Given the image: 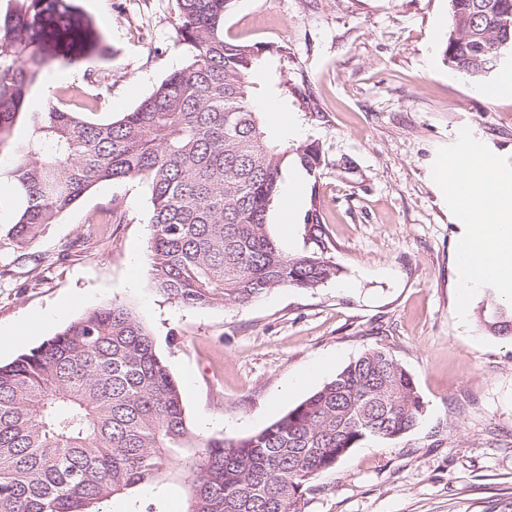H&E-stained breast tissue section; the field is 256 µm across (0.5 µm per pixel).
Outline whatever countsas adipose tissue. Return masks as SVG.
<instances>
[{
  "label": "adipose tissue",
  "mask_w": 512,
  "mask_h": 512,
  "mask_svg": "<svg viewBox=\"0 0 512 512\" xmlns=\"http://www.w3.org/2000/svg\"><path fill=\"white\" fill-rule=\"evenodd\" d=\"M442 184L452 185V195L467 212L472 233L464 247L469 263H457L462 291L489 280H512V194L496 188L494 163L485 153L465 155L442 168Z\"/></svg>",
  "instance_id": "1"
}]
</instances>
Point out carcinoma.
I'll list each match as a JSON object with an SVG mask.
<instances>
[{"mask_svg":"<svg viewBox=\"0 0 512 512\" xmlns=\"http://www.w3.org/2000/svg\"><path fill=\"white\" fill-rule=\"evenodd\" d=\"M236 0H176L185 64L117 120L75 112L59 87L37 109L42 72L100 54L103 33L75 0L0 5V169L24 198L7 234L17 258L93 186L139 180L150 191V283L172 302L246 305L282 287L313 289L340 276L318 209L305 216L311 251L290 255L268 230L288 164L310 173L319 142L275 143L253 97L264 90L303 116L311 95L290 84L287 48L224 37ZM444 61L483 82L508 68L512 0H450ZM508 47H503V43ZM78 94L98 102L93 73ZM23 139L13 137L17 124ZM480 322L512 340V304L490 290ZM413 375L382 346L368 349L279 419L245 438L202 437L153 338L127 306L84 313L0 364V512H88L155 483L176 462L191 480L187 512H303L307 484L363 441L394 442L423 420Z\"/></svg>","mask_w":512,"mask_h":512,"instance_id":"obj_1","label":"carcinoma"}]
</instances>
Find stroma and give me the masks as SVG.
I'll return each mask as SVG.
<instances>
[{
  "label": "stroma",
  "mask_w": 512,
  "mask_h": 512,
  "mask_svg": "<svg viewBox=\"0 0 512 512\" xmlns=\"http://www.w3.org/2000/svg\"><path fill=\"white\" fill-rule=\"evenodd\" d=\"M106 35L90 65L45 73L40 94L79 86L94 67L111 90L97 110L132 111L186 61L175 40V0H77ZM449 0H236L224 34L288 49V70L319 114L286 104L269 113L271 140H318L324 165L301 181V211L273 206L271 235L290 254L309 249L303 213L317 207L341 275L310 290L279 288L244 306L184 307L128 283L151 262L150 192L139 180L92 188L49 225L30 258L15 264L6 234L20 201L0 200V328L62 306L40 335L0 351L6 364L86 311L130 307L182 385L200 435L243 438L284 415L349 362L380 344L414 376L427 413L394 443L365 442L305 493V512H512V341L486 332L485 289L461 300L458 245L470 232L435 174L468 135L512 189V92L486 97L451 70L443 52ZM349 159L355 171L339 170ZM118 208L119 224L108 223ZM294 222L285 233V219ZM468 315L460 317L459 304ZM324 369L301 387L315 362ZM180 465L159 483L100 503L101 512H186Z\"/></svg>",
  "instance_id": "35a3bbf8"
}]
</instances>
